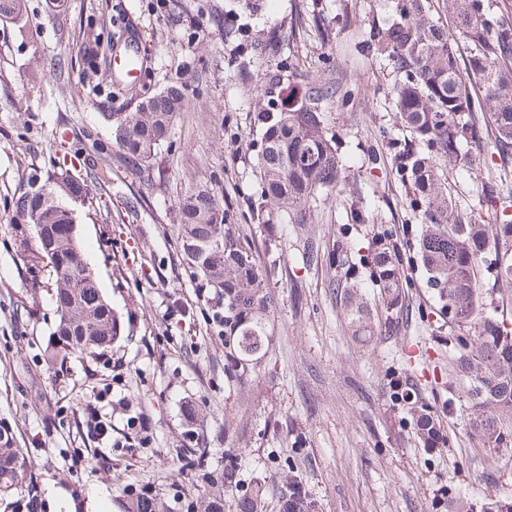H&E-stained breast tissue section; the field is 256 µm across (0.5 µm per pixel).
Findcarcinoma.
Wrapping results in <instances>:
<instances>
[{
  "instance_id": "obj_1",
  "label": "carcinoma",
  "mask_w": 512,
  "mask_h": 512,
  "mask_svg": "<svg viewBox=\"0 0 512 512\" xmlns=\"http://www.w3.org/2000/svg\"><path fill=\"white\" fill-rule=\"evenodd\" d=\"M455 30L471 47L470 71L486 90L489 120L498 154L512 155V18L488 14L484 0H447ZM26 0H0V23L24 34ZM400 19L374 35L378 53L400 74L396 95L399 119L418 142L434 149L446 163L460 167L470 162L463 145L476 140L470 122L473 96L460 71L456 39L448 28L431 18L425 0H399ZM100 43L83 51L84 68L98 71ZM278 111L261 116L265 131L259 155L264 197L307 223L310 202L320 188L341 181L342 161L335 137L325 130L316 102L329 99L336 88L317 83L306 88L281 89ZM186 109L185 96L170 86L139 102L135 111L104 112L111 124L112 144L127 164L148 171L167 140L174 121ZM404 167L414 196L423 208L417 259L426 273L439 312L450 323L468 328L469 335L454 337L461 352V368L469 378L474 417L471 431L482 447L497 451L512 448V329L491 313L476 286L479 268L491 253H502L506 264L501 280L512 283V196L496 197V223L462 222L448 192V179L438 176L430 159L406 153ZM86 193V184L73 182L66 173L34 174L30 191L15 201L24 224L38 225L33 258L52 254L49 276L58 319L45 357L54 364L74 351L85 355L112 346L121 332L118 315L105 300L94 269L83 256L75 210L65 199ZM182 251L205 284L224 289V373L229 384L240 383L253 368L251 362L268 352L267 314L273 308L269 273L256 261L240 225L207 189H196L179 202ZM223 240L214 250L211 242ZM332 262L344 269L333 282L343 301V315L352 335L363 342L378 335L391 338L392 327L407 309L406 277L396 245L375 239L368 254V275L346 266L344 245L336 242ZM384 318V331L376 334L372 314ZM416 433L427 448L442 449L437 415L423 406L411 407ZM20 464L16 453L0 448V498L8 501L18 490ZM265 484L244 486L235 469H224V495L230 512H262ZM312 502L303 485L288 477L284 512H311ZM450 512H512V501L497 499L480 506L460 498Z\"/></svg>"
}]
</instances>
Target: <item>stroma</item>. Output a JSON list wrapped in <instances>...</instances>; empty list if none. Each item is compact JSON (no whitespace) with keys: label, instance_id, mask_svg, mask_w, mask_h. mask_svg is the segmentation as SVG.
<instances>
[{"label":"stroma","instance_id":"35a3bbf8","mask_svg":"<svg viewBox=\"0 0 512 512\" xmlns=\"http://www.w3.org/2000/svg\"><path fill=\"white\" fill-rule=\"evenodd\" d=\"M398 0H27V32L0 26V431L21 464L19 501L37 512H127L148 489L158 512H211L224 451L240 455L241 478L275 487L267 512L296 476L314 512H444L447 499L481 504L512 497V452L491 455L471 433L468 382L421 268L408 264V312L388 340L348 333L331 283L336 240L355 262L382 232L398 244L425 218L410 204L403 148H417L397 120L400 76L373 36L397 19ZM112 40L140 73L86 72L81 45ZM66 66L60 83L34 77ZM331 80L320 103L337 137L343 181L320 190L307 223L262 204L258 164L264 126L280 87ZM478 137L472 164L446 170L465 223L490 224L491 195L512 194V156L500 157L486 92L471 77ZM178 84L187 107L150 174L125 167L105 111H133L142 98ZM102 150L108 181L90 187L78 233L86 261L122 322L108 360L74 354L50 368L42 350L56 327L47 269L15 245L14 202L33 170L84 177ZM203 185L241 225L261 266L271 269V348L243 383L224 381V338L181 252L178 203ZM370 221L358 223L357 214ZM281 238L284 260L268 252ZM321 258L302 262L305 238ZM439 415L447 448L428 451L408 421L394 382ZM104 427L92 431L90 414ZM149 428L141 441L139 425Z\"/></svg>","mask_w":512,"mask_h":512}]
</instances>
